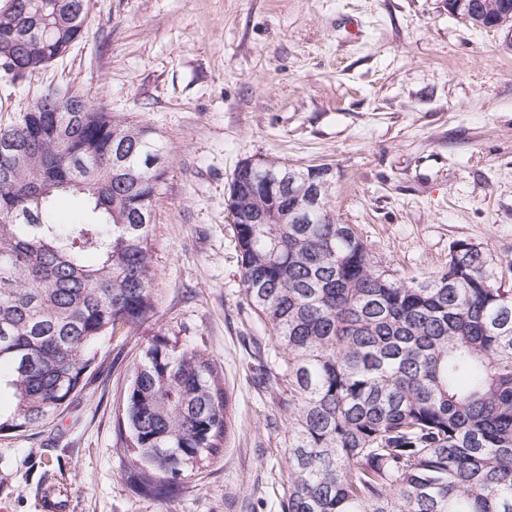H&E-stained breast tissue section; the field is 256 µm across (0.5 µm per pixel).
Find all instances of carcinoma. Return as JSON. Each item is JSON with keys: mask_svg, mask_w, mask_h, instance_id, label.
I'll list each match as a JSON object with an SVG mask.
<instances>
[{"mask_svg": "<svg viewBox=\"0 0 512 512\" xmlns=\"http://www.w3.org/2000/svg\"><path fill=\"white\" fill-rule=\"evenodd\" d=\"M492 28L512 0H448ZM87 0H6L0 74L32 77L81 39ZM89 105L65 142L71 101ZM56 112L0 128V434L36 429L72 405L105 362L98 345L157 315L152 203L169 149L148 124L72 89ZM94 170L85 189L72 182ZM242 169L229 200L241 282L269 332L288 410L281 512H512V257L458 242L448 266L406 279L334 213L256 224ZM80 198L77 222L49 219ZM230 399L215 363L176 336L141 351L116 429L141 493L217 458Z\"/></svg>", "mask_w": 512, "mask_h": 512, "instance_id": "cac0c4a2", "label": "carcinoma"}]
</instances>
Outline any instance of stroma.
Here are the masks:
<instances>
[{
	"mask_svg": "<svg viewBox=\"0 0 512 512\" xmlns=\"http://www.w3.org/2000/svg\"><path fill=\"white\" fill-rule=\"evenodd\" d=\"M90 27L33 77L0 75V127L71 87L151 124L170 149L153 201L154 321L42 427L0 434V512H280L288 415L265 383L271 344L247 304L231 216L234 171L264 156L328 163L335 213L406 278L450 247L512 255V45L448 0H88ZM204 351L224 378L223 452L168 495L128 478L115 412L155 335Z\"/></svg>",
	"mask_w": 512,
	"mask_h": 512,
	"instance_id": "stroma-1",
	"label": "stroma"
}]
</instances>
